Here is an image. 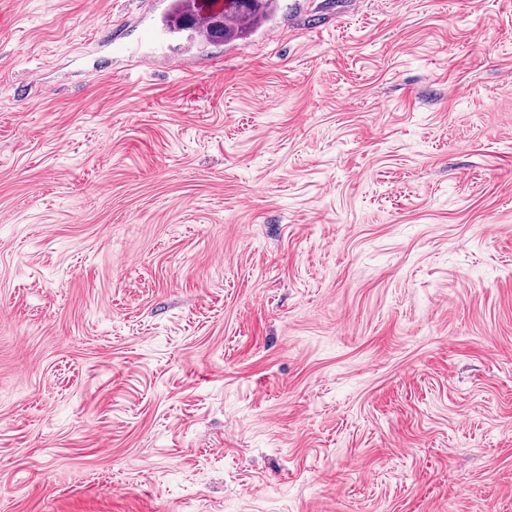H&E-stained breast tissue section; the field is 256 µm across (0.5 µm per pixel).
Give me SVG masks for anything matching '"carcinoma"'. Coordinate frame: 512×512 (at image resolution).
Here are the masks:
<instances>
[{
	"label": "carcinoma",
	"mask_w": 512,
	"mask_h": 512,
	"mask_svg": "<svg viewBox=\"0 0 512 512\" xmlns=\"http://www.w3.org/2000/svg\"><path fill=\"white\" fill-rule=\"evenodd\" d=\"M219 0H173L164 24L193 38L226 43L242 40L266 22L276 8L275 0H224L222 10L211 12Z\"/></svg>",
	"instance_id": "carcinoma-1"
}]
</instances>
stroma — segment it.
Masks as SVG:
<instances>
[{
    "mask_svg": "<svg viewBox=\"0 0 512 512\" xmlns=\"http://www.w3.org/2000/svg\"><path fill=\"white\" fill-rule=\"evenodd\" d=\"M0 0V512H512V0ZM220 0H173L164 24L174 32H187L193 39L231 43L242 40L266 22L276 8L275 0H222V10L210 13ZM222 20L217 26L215 21Z\"/></svg>",
    "mask_w": 512,
    "mask_h": 512,
    "instance_id": "35a3bbf8",
    "label": "stroma"
}]
</instances>
